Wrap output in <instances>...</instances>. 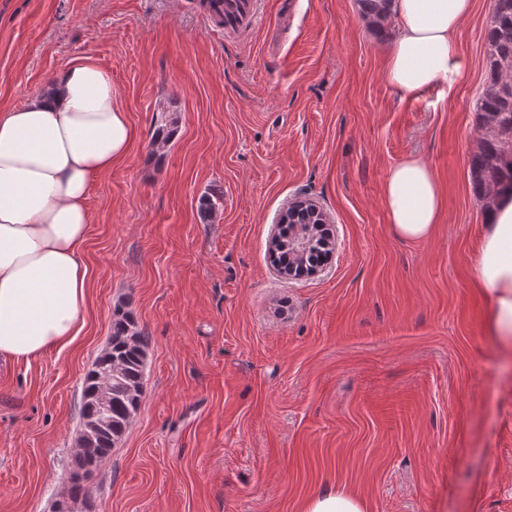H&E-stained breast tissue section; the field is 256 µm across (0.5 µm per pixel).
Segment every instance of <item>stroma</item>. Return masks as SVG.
Masks as SVG:
<instances>
[{
    "mask_svg": "<svg viewBox=\"0 0 512 512\" xmlns=\"http://www.w3.org/2000/svg\"><path fill=\"white\" fill-rule=\"evenodd\" d=\"M201 2L0 0V112L89 55L133 130L91 184L79 335L0 359V512L66 499L84 375L124 314L145 383L88 479L95 512H298L332 485L369 512H512V357L484 328L469 171L492 0L456 34L454 81L415 94L385 82L389 35L357 0H254L232 28ZM162 110L177 130L159 149ZM409 158L446 197L417 242L382 202ZM297 199L336 242L301 280L268 254Z\"/></svg>",
    "mask_w": 512,
    "mask_h": 512,
    "instance_id": "obj_1",
    "label": "stroma"
}]
</instances>
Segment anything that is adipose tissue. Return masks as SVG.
I'll return each instance as SVG.
<instances>
[{
  "label": "adipose tissue",
  "mask_w": 512,
  "mask_h": 512,
  "mask_svg": "<svg viewBox=\"0 0 512 512\" xmlns=\"http://www.w3.org/2000/svg\"><path fill=\"white\" fill-rule=\"evenodd\" d=\"M472 0H389L393 31L384 80L415 93L449 79L456 33ZM132 130L113 103L112 77L92 58L74 61L52 91L0 113V358L29 362L76 338L87 297L81 257L92 216L91 182L127 151ZM382 199L394 234L432 236L445 208L425 162L391 166ZM474 283L487 301L485 328L512 349V196L485 217ZM300 512H367L356 492L327 487Z\"/></svg>",
  "instance_id": "1"
}]
</instances>
